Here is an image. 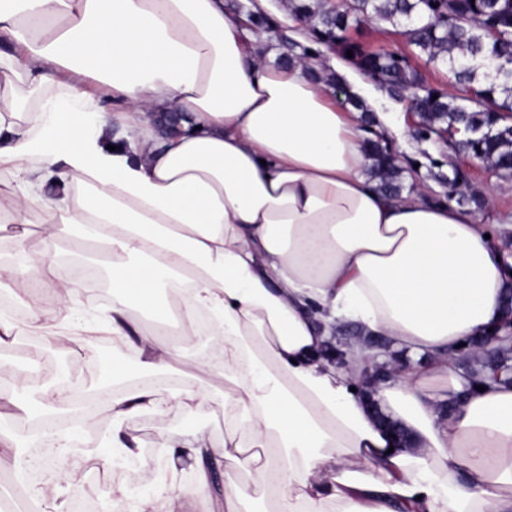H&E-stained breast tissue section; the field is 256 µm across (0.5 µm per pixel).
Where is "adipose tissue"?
Segmentation results:
<instances>
[{
  "instance_id": "adipose-tissue-1",
  "label": "adipose tissue",
  "mask_w": 512,
  "mask_h": 512,
  "mask_svg": "<svg viewBox=\"0 0 512 512\" xmlns=\"http://www.w3.org/2000/svg\"><path fill=\"white\" fill-rule=\"evenodd\" d=\"M306 67L268 63L224 0H0V222L38 210L49 237L111 252L114 376L132 348L223 379L109 397L102 438L127 456L128 418L223 405V447L191 443L197 498L219 470L224 512H512V381L456 366L512 320V266L477 214L381 191L362 114ZM41 278L58 308L81 294L45 257L0 266ZM204 331L222 362L192 356ZM371 336L415 364H384Z\"/></svg>"
}]
</instances>
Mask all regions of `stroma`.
I'll return each instance as SVG.
<instances>
[{
  "label": "stroma",
  "mask_w": 512,
  "mask_h": 512,
  "mask_svg": "<svg viewBox=\"0 0 512 512\" xmlns=\"http://www.w3.org/2000/svg\"><path fill=\"white\" fill-rule=\"evenodd\" d=\"M350 35L372 50L393 51L409 56L412 66L426 83L442 90L448 88L446 67L428 63L426 57L413 54L402 27L369 23L351 30ZM372 93L385 110L384 122L393 128L392 134L388 136L389 147L395 157L402 159L404 168L411 170L415 183L426 185L430 199L442 198L447 192L448 187L441 183L440 178L447 174L448 163L452 160L468 173L480 190L494 191V206H482L479 213L483 222L494 230L493 244L511 256L512 179L500 178L484 165L471 164L464 155L449 158L447 139L415 140L411 132L416 123L406 108L389 99L380 88H373ZM43 220V215L38 213L28 217V252L45 253L56 261L71 265L90 257L95 258L93 250L81 245H50L42 233ZM96 260L98 282L84 287L78 303L69 311L51 308L43 318L44 324L48 326L68 323L73 336L68 350L70 364L78 381L93 386L112 380V338L108 327L99 318L104 305L110 300L111 273L106 259ZM124 433L127 440L137 446V458L144 472L151 471L157 461L154 452L157 436L163 434L176 440L179 447L174 451L175 467L163 470L158 479L152 480L151 489L156 492L173 485L189 488L195 483V475L187 443L196 435L204 438L211 447H223L224 411L215 403L203 402L165 413H144L130 419ZM55 464L64 468L67 476L62 480L51 475L42 478V486L50 490L48 507L60 506L65 512H70L76 499L103 501L106 488L96 476L99 469L97 463L84 461L82 456L76 455L56 457Z\"/></svg>",
  "instance_id": "obj_1"
}]
</instances>
